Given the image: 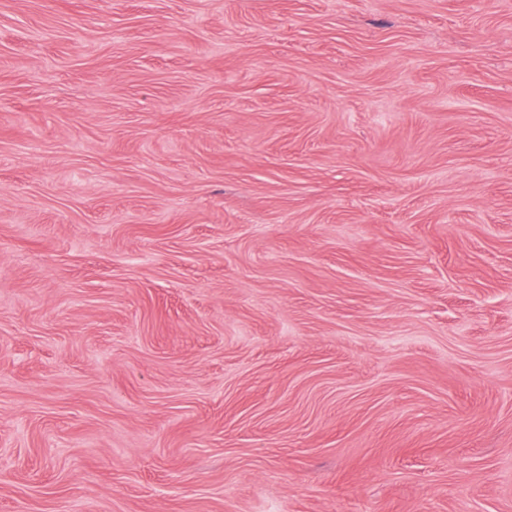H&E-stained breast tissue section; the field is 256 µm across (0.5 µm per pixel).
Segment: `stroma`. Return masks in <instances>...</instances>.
Listing matches in <instances>:
<instances>
[{"instance_id": "stroma-1", "label": "stroma", "mask_w": 512, "mask_h": 512, "mask_svg": "<svg viewBox=\"0 0 512 512\" xmlns=\"http://www.w3.org/2000/svg\"><path fill=\"white\" fill-rule=\"evenodd\" d=\"M0 512H512V0H0Z\"/></svg>"}]
</instances>
